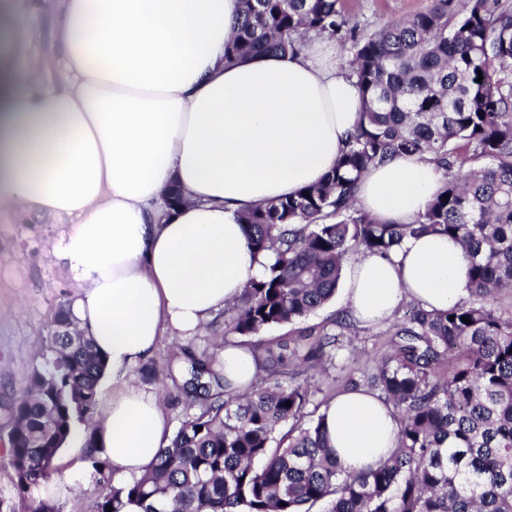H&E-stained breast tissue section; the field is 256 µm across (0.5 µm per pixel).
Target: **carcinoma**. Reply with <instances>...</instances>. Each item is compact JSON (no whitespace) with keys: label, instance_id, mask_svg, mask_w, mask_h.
Here are the masks:
<instances>
[{"label":"carcinoma","instance_id":"1","mask_svg":"<svg viewBox=\"0 0 512 512\" xmlns=\"http://www.w3.org/2000/svg\"><path fill=\"white\" fill-rule=\"evenodd\" d=\"M241 2L225 59L328 35L351 54L365 109L321 183L240 218L250 248L272 261L224 306V335L299 322L332 301L349 255L388 257L429 233L460 243L467 297L446 311L416 303L391 325L398 340L366 378L399 423L397 447L376 468L344 473L325 415L303 423L309 391L283 359L266 360L255 385L236 394L213 371L214 356L175 355L161 373L180 376L192 412L123 487L88 451L98 486L89 512H121L124 495L142 512H309L319 502L325 512H512V0H431L370 34L340 0ZM424 154L446 180L412 223L382 224L357 207L364 171ZM105 369L88 336L51 330L12 406L18 505L8 512H60L34 491L57 474L73 426L98 415Z\"/></svg>","mask_w":512,"mask_h":512}]
</instances>
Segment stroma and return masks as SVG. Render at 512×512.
<instances>
[{
	"instance_id": "stroma-1",
	"label": "stroma",
	"mask_w": 512,
	"mask_h": 512,
	"mask_svg": "<svg viewBox=\"0 0 512 512\" xmlns=\"http://www.w3.org/2000/svg\"><path fill=\"white\" fill-rule=\"evenodd\" d=\"M11 4L21 26L26 27L32 50L51 65V75H59L60 65L52 40V18L43 0H0ZM430 0H342L341 5L361 29L373 31L387 22L428 8ZM67 227L50 216L14 213L0 217V435L12 426V405L25 389L30 372L49 336L50 325L60 305L72 302L75 290L69 269L60 258L58 244ZM342 297H334L322 310L305 320L265 330L259 339H245L258 359L267 353L283 352L287 345L301 342L313 348L314 331L332 319L346 315ZM211 329L182 339L161 336L153 355L135 370L137 385L155 393L162 402L172 427L184 418L183 393L171 381L156 377L170 355L185 348L198 353L217 349L223 315H216ZM389 322L375 325L355 323L350 332L337 337L335 346L317 356L318 368L307 375L311 401L309 419H317L339 394L365 388V372L389 348ZM56 484L67 491L59 498L62 512H86L96 491L94 471L88 460L71 448H63L57 459Z\"/></svg>"
}]
</instances>
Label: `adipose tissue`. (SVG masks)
Here are the masks:
<instances>
[{"instance_id":"adipose-tissue-1","label":"adipose tissue","mask_w":512,"mask_h":512,"mask_svg":"<svg viewBox=\"0 0 512 512\" xmlns=\"http://www.w3.org/2000/svg\"><path fill=\"white\" fill-rule=\"evenodd\" d=\"M63 74L38 55L0 59V215L46 214L69 224L60 251L77 290L76 326L112 373V396L91 428L115 486L142 475L171 439L161 403L133 382L161 336L200 333L261 277L241 215L321 182L355 132L363 99L332 45L227 61L240 0H46ZM445 181L424 156L369 168L356 199L388 224L424 212ZM184 202L167 207L171 186ZM467 293L462 249L448 237L407 239L391 257L346 266L343 298L358 320L389 317L402 298L445 310ZM213 369L227 389L259 376L247 348ZM328 439L349 472L397 445L392 409L366 390L325 411Z\"/></svg>"}]
</instances>
